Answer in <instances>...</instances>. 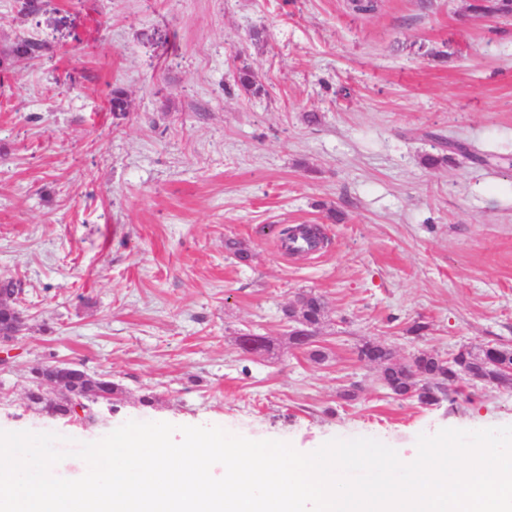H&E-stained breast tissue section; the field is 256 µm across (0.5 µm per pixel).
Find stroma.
Here are the masks:
<instances>
[{
  "label": "stroma",
  "mask_w": 512,
  "mask_h": 512,
  "mask_svg": "<svg viewBox=\"0 0 512 512\" xmlns=\"http://www.w3.org/2000/svg\"><path fill=\"white\" fill-rule=\"evenodd\" d=\"M25 2L0 0V282L28 313L0 430L93 442L160 421L310 453L512 426V388L421 407L358 357L367 341L401 360L512 344L511 20L469 0ZM21 40L32 56L11 55ZM441 138L499 160L428 166ZM284 224L329 245L289 255ZM309 290L327 302L320 363L282 319ZM244 334L269 349L244 354ZM56 360L112 378L120 401L85 424L28 408L31 369Z\"/></svg>",
  "instance_id": "obj_1"
}]
</instances>
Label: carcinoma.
<instances>
[{"mask_svg":"<svg viewBox=\"0 0 512 512\" xmlns=\"http://www.w3.org/2000/svg\"><path fill=\"white\" fill-rule=\"evenodd\" d=\"M470 9L482 16H512V0H474ZM128 107L126 93L120 88L113 89V116L117 119L126 117ZM301 237L309 240L313 251L325 244L324 236L316 226L303 234L296 232L294 225H285L279 230V240L290 243L288 252L292 254L304 253L293 246ZM13 294L12 283L0 284V331L11 326ZM325 318L326 302L322 295L312 291L299 294L290 319L293 329L289 340L296 347L309 351L310 357L317 362L326 358L316 346ZM359 357L379 367L380 381L394 395L414 400L422 407L438 405L445 400L455 401L451 397L453 386L466 381V375L476 369L482 371V382L512 388V348L503 345L488 344L477 350L464 347L449 357L422 351L405 363L395 359L394 351L388 345L368 341L360 347ZM38 370L43 375L44 384L30 385L27 400L53 416L67 415L70 406L77 401L83 409L90 410L103 394L111 395L115 402L122 392L109 378L61 377L51 363L38 367Z\"/></svg>","mask_w":512,"mask_h":512,"instance_id":"1","label":"carcinoma"}]
</instances>
